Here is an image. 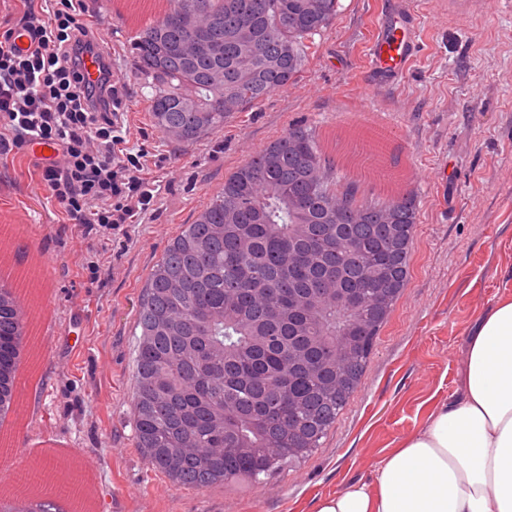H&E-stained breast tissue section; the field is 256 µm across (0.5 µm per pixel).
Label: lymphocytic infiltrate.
<instances>
[{"label":"lymphocytic infiltrate","instance_id":"obj_1","mask_svg":"<svg viewBox=\"0 0 512 512\" xmlns=\"http://www.w3.org/2000/svg\"><path fill=\"white\" fill-rule=\"evenodd\" d=\"M15 29L0 33V155L21 152L31 181L47 188L63 223L84 234L119 229L148 210L158 186L131 151L127 87L112 73L95 11L86 0H11ZM29 39L13 43L15 31ZM99 75L87 81L86 56ZM53 152L38 155L36 146Z\"/></svg>","mask_w":512,"mask_h":512}]
</instances>
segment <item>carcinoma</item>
Instances as JSON below:
<instances>
[{
  "mask_svg": "<svg viewBox=\"0 0 512 512\" xmlns=\"http://www.w3.org/2000/svg\"><path fill=\"white\" fill-rule=\"evenodd\" d=\"M337 0H166L131 51L156 127L191 144L288 86ZM220 56L163 55L200 23ZM416 201L367 197L321 137L290 127L224 180L148 277L138 324L136 448L175 485L203 490L295 467L356 392L406 287ZM26 321L0 286V416L11 411Z\"/></svg>",
  "mask_w": 512,
  "mask_h": 512,
  "instance_id": "cac0c4a2",
  "label": "carcinoma"
}]
</instances>
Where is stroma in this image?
<instances>
[{"instance_id": "35a3bbf8", "label": "stroma", "mask_w": 512, "mask_h": 512, "mask_svg": "<svg viewBox=\"0 0 512 512\" xmlns=\"http://www.w3.org/2000/svg\"><path fill=\"white\" fill-rule=\"evenodd\" d=\"M419 48L395 81L366 83L368 47L386 0H338L333 23L308 38L297 78L197 143L155 126L129 45L159 9L88 0L128 90L133 146H145L161 189L125 230L82 238L46 190L0 158V225L18 226L14 262L46 264L51 298L37 334L17 467L52 452L90 463L103 512H316L320 498L368 478L384 453L452 399L479 314L512 290V0H413ZM390 128L386 164L406 174L417 224L406 288L381 329L362 382L320 448L260 485L175 486L135 446L132 395L138 312L154 265L224 180L302 125L326 136L352 123Z\"/></svg>"}]
</instances>
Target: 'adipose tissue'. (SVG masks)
I'll return each mask as SVG.
<instances>
[{"mask_svg": "<svg viewBox=\"0 0 512 512\" xmlns=\"http://www.w3.org/2000/svg\"><path fill=\"white\" fill-rule=\"evenodd\" d=\"M317 512H512V292L480 313L453 401Z\"/></svg>", "mask_w": 512, "mask_h": 512, "instance_id": "adipose-tissue-1", "label": "adipose tissue"}]
</instances>
